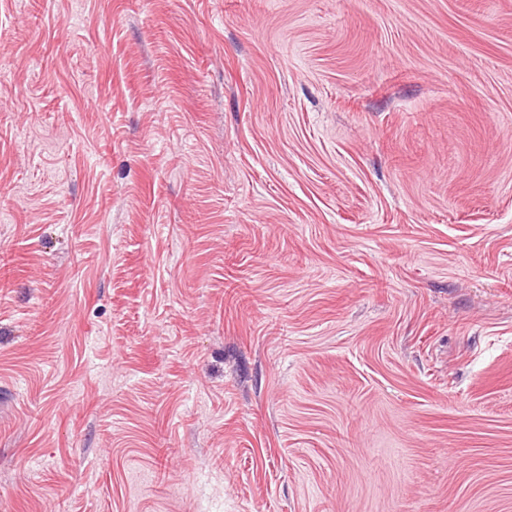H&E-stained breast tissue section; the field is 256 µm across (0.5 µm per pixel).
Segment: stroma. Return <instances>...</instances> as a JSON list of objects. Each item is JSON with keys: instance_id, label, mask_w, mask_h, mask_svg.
Listing matches in <instances>:
<instances>
[{"instance_id": "35a3bbf8", "label": "stroma", "mask_w": 512, "mask_h": 512, "mask_svg": "<svg viewBox=\"0 0 512 512\" xmlns=\"http://www.w3.org/2000/svg\"><path fill=\"white\" fill-rule=\"evenodd\" d=\"M0 512H512V0H0Z\"/></svg>"}]
</instances>
